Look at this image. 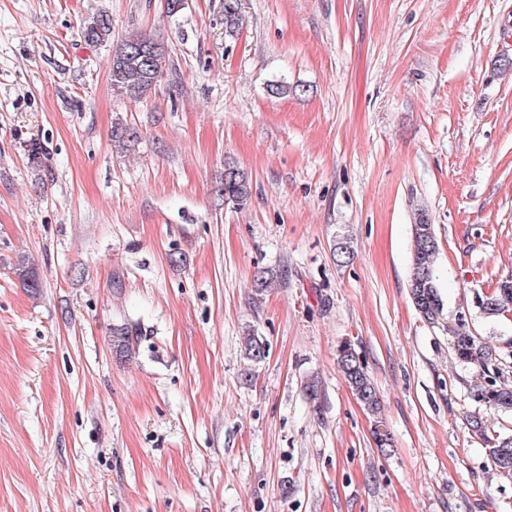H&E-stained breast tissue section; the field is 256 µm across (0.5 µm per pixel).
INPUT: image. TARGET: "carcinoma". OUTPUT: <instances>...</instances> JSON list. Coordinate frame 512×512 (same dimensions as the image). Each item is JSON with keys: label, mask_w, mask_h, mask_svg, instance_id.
Listing matches in <instances>:
<instances>
[{"label": "carcinoma", "mask_w": 512, "mask_h": 512, "mask_svg": "<svg viewBox=\"0 0 512 512\" xmlns=\"http://www.w3.org/2000/svg\"><path fill=\"white\" fill-rule=\"evenodd\" d=\"M241 21L239 0H224V27L231 32ZM83 38L90 44L108 43L112 38V23L108 15L101 14L87 23L82 30ZM170 59L163 43L157 39L132 33L125 36L113 49L111 81L124 89V96L141 99L169 69ZM139 139L138 131L117 123L112 127V142L124 148ZM251 179L244 170L233 163L224 167V177L219 195L224 204L241 207L250 198ZM413 268L409 280V297L417 313L429 323H437L443 310L432 258L437 250L434 225L421 220L412 225ZM16 274L24 287L34 293L41 288V280L35 268L21 262ZM485 315L507 317L512 314V281L505 280L488 292L482 300ZM451 342L456 358L471 365L484 375V385L478 390V401L500 410H512V384L507 371L495 366L499 361L497 350L475 336L467 322L458 317L452 327ZM112 351L119 358L132 353L134 332L126 325L112 326ZM248 358L255 362L265 357L263 342L248 331L245 337ZM337 364L348 386L364 410L374 418L373 437L379 448L389 445V432L379 420V400L374 384L364 364L361 363L351 343H344L338 350ZM471 429L482 436L488 447V457L495 471L512 476V435H487L486 424L480 416L468 420Z\"/></svg>", "instance_id": "carcinoma-1"}]
</instances>
